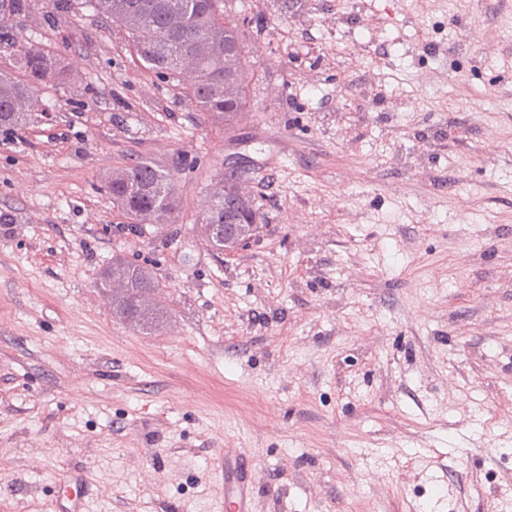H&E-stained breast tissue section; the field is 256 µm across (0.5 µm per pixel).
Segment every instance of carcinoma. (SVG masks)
<instances>
[{
	"instance_id": "1",
	"label": "carcinoma",
	"mask_w": 512,
	"mask_h": 512,
	"mask_svg": "<svg viewBox=\"0 0 512 512\" xmlns=\"http://www.w3.org/2000/svg\"><path fill=\"white\" fill-rule=\"evenodd\" d=\"M222 4L224 0H50L42 19L49 24L77 6L110 19L126 34L141 65L162 80L182 81V64L192 63L197 79L184 86V97L227 122L246 107L247 90L240 28L224 16ZM31 13V0H0V45L8 59L0 65V128L13 131L30 125L41 108L39 85L71 82V72L57 54L10 35L17 19ZM106 181L112 206L135 232L146 224L163 227L178 216L174 175L150 159L116 168ZM260 220L246 170L224 169L199 216L203 240L218 253L234 251L245 235H255ZM95 287L110 299L112 314L128 326L149 331L160 325V284L149 268L116 256Z\"/></svg>"
}]
</instances>
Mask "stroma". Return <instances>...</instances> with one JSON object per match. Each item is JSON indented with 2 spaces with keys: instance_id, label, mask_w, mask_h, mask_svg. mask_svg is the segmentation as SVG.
Returning <instances> with one entry per match:
<instances>
[{
  "instance_id": "stroma-1",
  "label": "stroma",
  "mask_w": 512,
  "mask_h": 512,
  "mask_svg": "<svg viewBox=\"0 0 512 512\" xmlns=\"http://www.w3.org/2000/svg\"><path fill=\"white\" fill-rule=\"evenodd\" d=\"M224 8L265 17L228 130L107 19L17 25L74 79L0 130V512L85 470L87 512H213L223 448L257 512H512V0ZM140 157L180 201L143 236L103 181ZM230 157L263 226L225 255L194 220ZM116 255L153 334L95 288ZM95 287L110 299L112 314L128 326L149 331L160 325L163 308L156 294L161 286L149 268L125 257H113L96 279Z\"/></svg>"
}]
</instances>
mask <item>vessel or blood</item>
<instances>
[{
    "mask_svg": "<svg viewBox=\"0 0 512 512\" xmlns=\"http://www.w3.org/2000/svg\"><path fill=\"white\" fill-rule=\"evenodd\" d=\"M224 466L217 492L223 512H256V487L252 461L242 452L223 450Z\"/></svg>",
    "mask_w": 512,
    "mask_h": 512,
    "instance_id": "1",
    "label": "vessel or blood"
}]
</instances>
